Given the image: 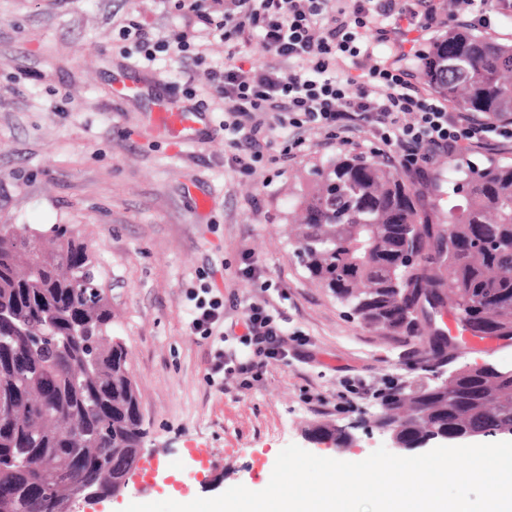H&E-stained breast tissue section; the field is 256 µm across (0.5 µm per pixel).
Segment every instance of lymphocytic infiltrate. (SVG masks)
I'll return each instance as SVG.
<instances>
[{"label":"lymphocytic infiltrate","instance_id":"lymphocytic-infiltrate-1","mask_svg":"<svg viewBox=\"0 0 512 512\" xmlns=\"http://www.w3.org/2000/svg\"><path fill=\"white\" fill-rule=\"evenodd\" d=\"M197 25L247 42L258 38L274 57L261 68L244 67L235 50L207 73V94L224 104V139L234 151L258 159L261 143L283 138L286 155L302 151V133L323 130L332 139L365 129L383 155L403 170L422 173L439 158L512 143V123L494 125L449 111L422 95L405 69L388 65V44H405L409 33L438 27L426 0H224L214 18L209 0H177ZM133 39L139 66L154 68L169 53L192 69L199 53L187 37L153 39L137 22L122 27ZM365 73L362 82L337 75V59ZM190 328L211 340L210 378H236L240 387L259 381L270 361L287 358L288 332L280 312L266 300L243 308L244 333L229 345L222 327L224 303L189 292Z\"/></svg>","mask_w":512,"mask_h":512}]
</instances>
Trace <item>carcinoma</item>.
<instances>
[{
	"instance_id": "carcinoma-1",
	"label": "carcinoma",
	"mask_w": 512,
	"mask_h": 512,
	"mask_svg": "<svg viewBox=\"0 0 512 512\" xmlns=\"http://www.w3.org/2000/svg\"><path fill=\"white\" fill-rule=\"evenodd\" d=\"M422 71L464 117L512 122V41L452 25L430 42ZM448 172L453 193L466 194L444 213L442 179L430 195L374 156L341 154L310 171L288 225L311 281L364 325L419 338L440 362L448 343L433 310L462 333L512 338V161L455 162ZM94 269L68 224L45 234L0 224V393L15 394L12 415L0 418V499L11 512H43L30 464H48L63 483L79 460L80 475L98 481L99 452L124 461L144 442L129 353L112 336V303ZM381 421L411 443L512 434V374L482 367L396 391ZM311 431L343 444L333 424Z\"/></svg>"
}]
</instances>
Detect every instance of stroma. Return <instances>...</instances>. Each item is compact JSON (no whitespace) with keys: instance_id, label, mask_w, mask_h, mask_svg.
I'll list each match as a JSON object with an SVG mask.
<instances>
[{"instance_id":"35a3bbf8","label":"stroma","mask_w":512,"mask_h":512,"mask_svg":"<svg viewBox=\"0 0 512 512\" xmlns=\"http://www.w3.org/2000/svg\"><path fill=\"white\" fill-rule=\"evenodd\" d=\"M127 17L153 35L189 28L174 0H0V224L79 230L112 299V334L130 354L147 432L124 493L84 512L164 500L173 480L204 498L261 487L287 445L325 455L306 440L313 423L368 418L380 409L374 390L428 386L450 370L420 355L417 340L360 324L308 279L288 240L309 170L343 152L375 155L376 140L333 144L313 130L295 158L276 147L242 167L224 143L223 112L201 88L205 71L224 64L223 40L204 38L194 76L170 58L138 70L120 52ZM132 80L140 93L123 97ZM160 98L199 114L195 145L151 127ZM247 253L309 357L271 363L248 389L211 386L212 343L191 333L186 293L212 288L226 324L241 321V302L258 294L235 276ZM353 378L368 393L340 399ZM162 462L172 466L166 480Z\"/></svg>"}]
</instances>
